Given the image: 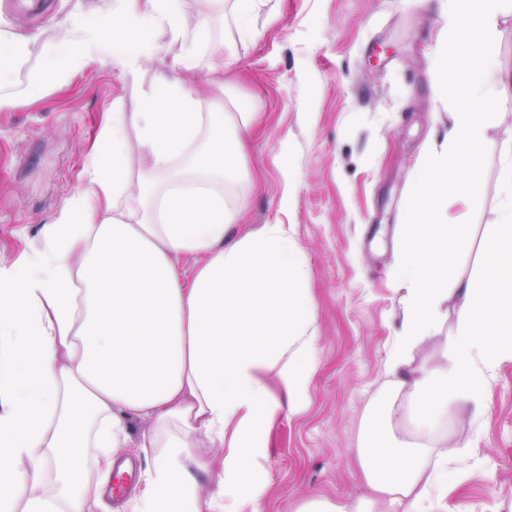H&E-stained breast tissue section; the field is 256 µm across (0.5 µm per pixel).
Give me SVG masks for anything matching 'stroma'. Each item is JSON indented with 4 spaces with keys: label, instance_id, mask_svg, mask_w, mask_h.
<instances>
[{
    "label": "stroma",
    "instance_id": "35a3bbf8",
    "mask_svg": "<svg viewBox=\"0 0 512 512\" xmlns=\"http://www.w3.org/2000/svg\"><path fill=\"white\" fill-rule=\"evenodd\" d=\"M108 0H45L33 13L0 0V22L29 37V68L68 20ZM254 34L236 42L223 82L199 74L208 96L251 104L256 114L235 193L247 207L236 226L289 224L309 271L318 339L316 372L303 409L274 423L260 512H298L310 497L355 502L372 492L359 475L364 415L380 407L396 435H414L403 399H391L388 358L401 334L398 258L426 148L448 130V103L432 89L430 63L446 42L444 0H266ZM26 70L7 91L19 105L0 112V264L42 246L41 229L81 186L90 143L107 112L135 111L140 87L109 57L25 99ZM468 203L449 198L448 216L469 225L451 273L474 274L497 220L501 157L512 152V82L501 85ZM288 207H281L283 195ZM441 332L409 355L408 370L434 367L460 317L440 307ZM432 441L467 446L470 459L448 491L447 512H512V362L501 365L480 410L449 407Z\"/></svg>",
    "mask_w": 512,
    "mask_h": 512
}]
</instances>
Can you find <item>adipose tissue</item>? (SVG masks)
Returning <instances> with one entry per match:
<instances>
[{
  "instance_id": "adipose-tissue-1",
  "label": "adipose tissue",
  "mask_w": 512,
  "mask_h": 512,
  "mask_svg": "<svg viewBox=\"0 0 512 512\" xmlns=\"http://www.w3.org/2000/svg\"><path fill=\"white\" fill-rule=\"evenodd\" d=\"M506 2L447 0L448 40L431 61L448 131L429 147L409 199L407 298L387 367L424 433L450 405H478L512 360V157L476 278L451 277L469 228L442 217L448 197L474 191L497 88L512 80L489 51ZM72 28L45 44L31 93L95 55L150 90L101 127L81 189L42 227L43 248L0 265V512H98L90 486L106 484L130 447L153 460L130 512H258L261 488L247 496L242 483L261 470L274 420L304 404L317 326L291 226L235 231L245 201L228 202L226 189L240 178L241 134L254 115L225 111L194 86L198 72H223L232 50L211 44L206 19L188 21L177 0H115ZM157 32L183 71L175 80L143 65ZM444 298L462 310L445 359L408 375L407 357L435 334ZM134 417L151 423L136 440ZM357 454L388 512H435L463 451L368 420ZM211 471L216 486L201 494L196 476Z\"/></svg>"
}]
</instances>
